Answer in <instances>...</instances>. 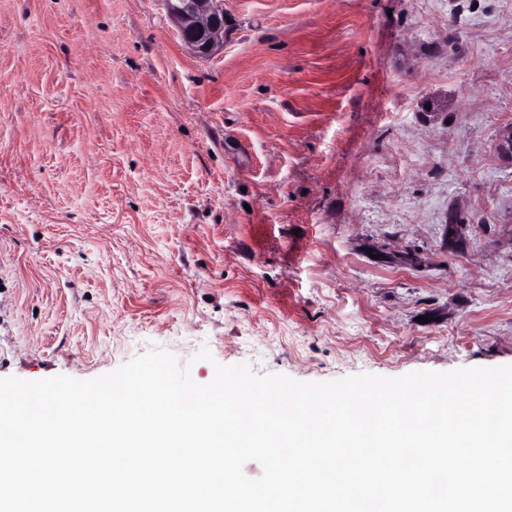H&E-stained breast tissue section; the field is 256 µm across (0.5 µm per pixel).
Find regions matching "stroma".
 I'll return each instance as SVG.
<instances>
[{"label":"stroma","mask_w":512,"mask_h":512,"mask_svg":"<svg viewBox=\"0 0 512 512\" xmlns=\"http://www.w3.org/2000/svg\"><path fill=\"white\" fill-rule=\"evenodd\" d=\"M511 133L512 0H0V378L512 365ZM186 47L210 58L224 47V0H162Z\"/></svg>","instance_id":"35a3bbf8"}]
</instances>
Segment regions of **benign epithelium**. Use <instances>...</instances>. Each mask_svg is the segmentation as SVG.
Returning <instances> with one entry per match:
<instances>
[{"instance_id":"obj_1","label":"benign epithelium","mask_w":512,"mask_h":512,"mask_svg":"<svg viewBox=\"0 0 512 512\" xmlns=\"http://www.w3.org/2000/svg\"><path fill=\"white\" fill-rule=\"evenodd\" d=\"M186 47L210 58L224 47V0H162Z\"/></svg>"}]
</instances>
